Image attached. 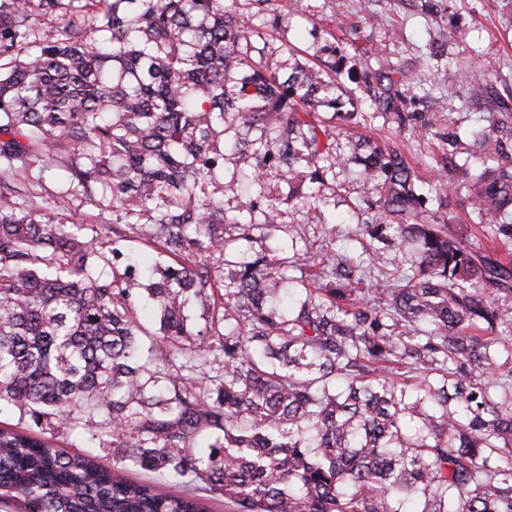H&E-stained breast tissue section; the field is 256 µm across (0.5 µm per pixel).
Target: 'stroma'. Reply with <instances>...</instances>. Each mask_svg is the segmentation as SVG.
Here are the masks:
<instances>
[{"label":"stroma","instance_id":"stroma-1","mask_svg":"<svg viewBox=\"0 0 512 512\" xmlns=\"http://www.w3.org/2000/svg\"><path fill=\"white\" fill-rule=\"evenodd\" d=\"M357 0H273L268 14L242 0L240 7L250 13L258 32L256 46L266 49L270 61L289 63L322 61L350 67L364 51L376 52L381 64L409 69L415 60H427L431 79L411 89L410 109L425 115L442 111L446 126L458 133L459 157L472 153L469 130L474 123L502 112H512V0H371L369 7L379 20L363 23L357 14ZM343 56H334V49ZM489 63L493 77L479 99L469 91L466 64ZM337 142L346 164L326 172L318 187L319 213L299 207L286 211L273 238L254 237L246 245L250 256L268 253L274 244H290L293 226H302L309 239L325 244H344L365 219L362 199L365 186L359 177L360 164L352 158L356 145L395 150L409 162L420 184L435 179L436 162L448 153L444 139L419 137L398 128L392 115L378 112L369 100H362L354 123L337 125ZM269 133L259 127L244 126L239 119L224 118V179L234 186L224 196L228 214H236L241 192L252 195L288 193L276 170H268L261 185L247 176L253 167L250 156L239 153L237 138L265 139ZM462 173L448 179V206L443 215L448 230L466 235L474 245L487 240L478 218L466 202Z\"/></svg>","mask_w":512,"mask_h":512}]
</instances>
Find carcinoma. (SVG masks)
<instances>
[{"mask_svg": "<svg viewBox=\"0 0 512 512\" xmlns=\"http://www.w3.org/2000/svg\"><path fill=\"white\" fill-rule=\"evenodd\" d=\"M238 0H0V501L25 512H512V264L423 208L413 169L372 149L370 240L349 254L309 239L292 256L239 249L258 201L224 211V115L271 125L247 150L260 182L274 165L287 201L342 161L347 119L336 69L286 77L249 54ZM479 98L491 66L468 65ZM393 71L364 94L420 136ZM431 189L447 198L445 172ZM468 202L487 236L512 242V113L474 134ZM64 188L34 204L44 175ZM112 224H65L70 202ZM265 198L260 226L281 223ZM173 259L138 271L101 231ZM419 259L370 278L381 246ZM234 267L213 274L210 260ZM314 288L274 302L294 268ZM110 269L104 276L101 268ZM148 280L159 328L138 316ZM203 309L204 324L190 320ZM482 323L488 336L463 328ZM48 433L22 431L21 422ZM87 445L72 454L56 439ZM112 447L113 464L97 450ZM136 470L135 480L115 470Z\"/></svg>", "mask_w": 512, "mask_h": 512, "instance_id": "obj_1", "label": "carcinoma"}]
</instances>
